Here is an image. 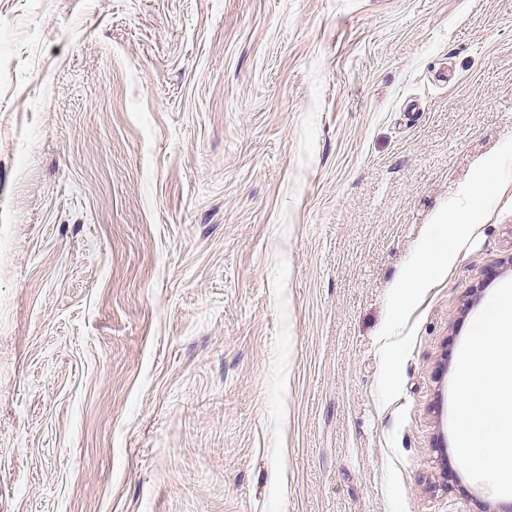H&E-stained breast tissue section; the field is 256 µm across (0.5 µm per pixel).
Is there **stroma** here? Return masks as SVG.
I'll return each instance as SVG.
<instances>
[{"label": "stroma", "mask_w": 512, "mask_h": 512, "mask_svg": "<svg viewBox=\"0 0 512 512\" xmlns=\"http://www.w3.org/2000/svg\"><path fill=\"white\" fill-rule=\"evenodd\" d=\"M510 152L512 0H0V512H512L449 430ZM469 217L466 209L457 210L448 224H434L432 237L448 238V250L439 251L432 245L429 239L420 249L417 263L421 272L430 271L437 266L449 262L453 257L452 245L462 239L469 228Z\"/></svg>", "instance_id": "stroma-1"}]
</instances>
